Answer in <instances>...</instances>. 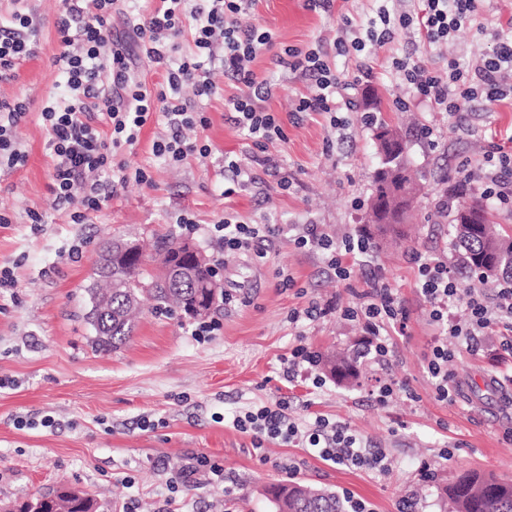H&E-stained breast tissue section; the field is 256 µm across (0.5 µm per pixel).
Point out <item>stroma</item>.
Here are the masks:
<instances>
[{"label":"stroma","instance_id":"35a3bbf8","mask_svg":"<svg viewBox=\"0 0 512 512\" xmlns=\"http://www.w3.org/2000/svg\"><path fill=\"white\" fill-rule=\"evenodd\" d=\"M61 8L62 0H0V19L16 10L32 16L39 43L36 58L21 63L16 79L0 82V99L31 103L18 130L27 163L0 171V215L7 218L0 223V266L16 277L14 288L0 290V502L75 487L97 501L99 512H274L265 486L292 477L350 492L375 512H397L406 498L415 502L414 512H441L440 489L460 472L512 478V439L505 437L512 432V354L501 350L495 327L478 352L449 341L455 356L448 371L457 392L453 400L439 401L425 365L440 332L415 286L411 261L417 252L439 256L458 270L461 253L438 201L447 193L450 172L477 167L492 144L512 150L505 139L512 106L490 113L474 101L452 122L391 66L395 57L417 58L432 69L451 59L475 65L495 52L496 22L512 17V0H480L477 26L461 29L444 47L423 45L408 28L396 30L384 47L332 55L350 100L340 134L329 115L297 111L309 83L277 66L275 57L319 40L332 47L348 19L365 28L370 0H336L329 13L306 9L305 0H256L241 22L273 35L272 52L252 68L273 86L268 106L284 139L259 148L229 122L224 100L244 87L220 61L208 62L218 91L199 108L209 124L185 136L209 144L210 156L178 164L156 159L152 145L168 129L162 122L147 125L135 149L117 158L145 168L151 185L117 184L108 205L83 224L71 223L67 210L55 204L51 151L39 114L47 97L67 95L53 65L61 50L54 25ZM372 94L381 101L382 118L405 133L408 160L425 176L414 203L417 218L403 225L401 239L356 257L346 280L329 269L326 252L297 248L285 232L263 242L264 258L222 253L210 229L227 212L250 224L313 223L337 239L374 236V227L363 221L379 164L365 108ZM428 124L436 129L430 140L421 133ZM228 157L255 177L230 195L220 173ZM33 209L41 226L31 222ZM185 211L198 227L191 235L175 222ZM112 237L148 245L162 237L185 239L220 259L218 279L230 296L214 313L220 329L194 335L196 320L156 310L148 299L129 342L116 350L94 349L86 290L96 279L99 245ZM376 276L407 312L405 329L388 332V365L362 362L349 387L329 377L316 385L305 369L284 376L296 345L318 353L366 345L369 331L348 311L360 306ZM312 305L315 318L293 321L294 312ZM388 382L397 391L379 403L378 390ZM280 401L299 427L318 416L349 425L368 446L386 453L388 473L321 461L298 440L257 448L233 427L239 413ZM48 415L56 427L42 426ZM445 447L452 455L444 459L439 451ZM203 455L223 464V481L202 472L194 486L172 491L177 473ZM424 462L432 467L431 478L419 470ZM228 486L233 494H225Z\"/></svg>","mask_w":512,"mask_h":512}]
</instances>
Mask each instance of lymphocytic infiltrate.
<instances>
[{
    "label": "lymphocytic infiltrate",
    "mask_w": 512,
    "mask_h": 512,
    "mask_svg": "<svg viewBox=\"0 0 512 512\" xmlns=\"http://www.w3.org/2000/svg\"><path fill=\"white\" fill-rule=\"evenodd\" d=\"M117 0H63L57 20L62 49L53 64L65 76L70 96L66 102H47L41 117L48 134L52 156L51 179L55 201L59 206L74 205V223L84 222L90 213L107 205L115 182L129 180L149 184L144 168L116 161V154L138 142L144 126L163 118L172 128L171 137L154 141L155 157L179 163L187 157H209L207 146L187 141L182 131L207 126L203 113L195 111L181 97L184 86L194 88L198 98L216 94L217 88L204 69L202 58H213L215 48L224 52V71L238 83L248 86L249 94L227 99L236 126L253 142L269 141L280 136L281 129L274 112L266 105L267 92L255 90L253 61L272 50L269 31L259 26H244L240 15L251 9L254 0H206L205 6L188 10L189 0H146L147 7L130 13L128 31L119 35L112 29L111 16ZM377 23L369 24L364 34L352 39L350 46L360 52L366 46L383 47L393 29H416L425 45L447 42L454 33L466 27L477 12L476 0H422L420 16L395 14L390 0H375ZM495 53L484 59L480 81L471 86L467 74L456 60H449L447 71L430 72L420 60L405 58L396 67L405 81L438 110L458 115L467 103L483 99L487 108L504 101L512 89L503 86L502 71L512 70V19L504 26ZM191 34L194 53L179 56L184 34ZM37 30L32 18L13 12L9 25H0V82L15 77L20 61L36 57ZM145 56L165 73L163 82L147 85L134 68L135 56ZM277 65L301 72L311 83V93L298 101L301 112L330 114L332 127L343 124L338 113L342 109L343 84L332 68L323 45L303 53L277 55ZM30 111L24 100L0 99V169L23 167L27 154L22 149L17 131ZM483 195L501 202L512 199V152L496 147L490 152L475 178ZM212 232L227 252L248 251L256 243L273 236L268 224H244L232 213L214 224ZM295 242L328 251L329 265L340 279H348L349 258L367 253L370 245L350 238L335 239L319 231L317 225L298 227ZM416 286L429 304V317L444 334L435 342L427 360L438 400L452 394L448 363L454 356L448 338L459 345L476 348L480 336L490 327H499L501 345L512 350V280L504 282L494 298H487L478 288H463L453 276L446 261L415 255ZM463 304L462 315L449 319L448 310ZM357 317L365 319L372 334L367 353L373 360L385 361L389 347L379 333L382 326H401L406 321L404 309L388 286H374ZM237 430L251 435L255 445L279 440L302 441L324 461L356 468L385 472L386 456L367 450L362 438L348 425L316 417L308 430H300L291 422L284 404L261 406L235 416Z\"/></svg>",
    "instance_id": "obj_1"
}]
</instances>
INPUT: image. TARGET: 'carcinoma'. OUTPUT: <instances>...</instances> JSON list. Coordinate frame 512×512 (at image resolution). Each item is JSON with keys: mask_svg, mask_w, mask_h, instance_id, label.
Returning a JSON list of instances; mask_svg holds the SVG:
<instances>
[{"mask_svg": "<svg viewBox=\"0 0 512 512\" xmlns=\"http://www.w3.org/2000/svg\"><path fill=\"white\" fill-rule=\"evenodd\" d=\"M390 182L408 187L410 195L417 191L416 175L407 155L387 174ZM469 202L460 211H452L455 245L464 252L468 273L480 278L498 272L512 274V237L502 233L487 210L482 197L475 190L468 192ZM412 200L398 203L393 208L394 223L378 224L380 236L396 233V225L411 218ZM122 241L107 240L101 245L102 266L99 280L88 289L91 309L89 318L96 332V342L102 347L118 348L133 336L138 324L140 295L147 292L157 305L165 310L193 313L199 302L206 311L214 309L222 290L209 262L199 264L193 277L184 280L168 269V256L181 247L169 241L155 242L154 248L163 254L162 270L150 283L143 281L144 263L125 262L119 258ZM356 356L349 354L323 362L330 375L340 381L357 376ZM275 512H345L341 499L335 493L315 489L309 485L273 483L265 489ZM446 512H512V480L500 479L469 471L456 476L444 489ZM5 512H94L93 500L77 490H63L45 494L22 503L17 509Z\"/></svg>", "mask_w": 512, "mask_h": 512, "instance_id": "1", "label": "carcinoma"}]
</instances>
